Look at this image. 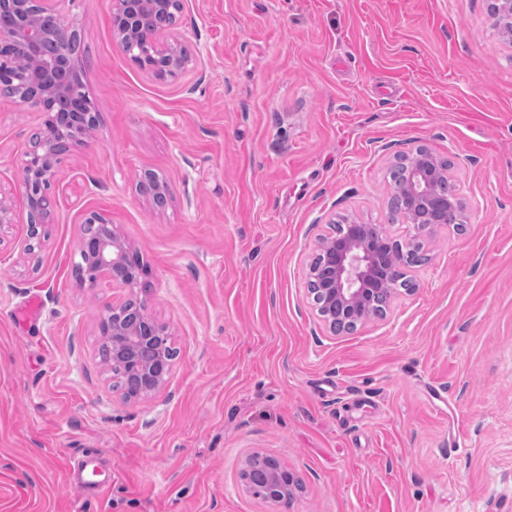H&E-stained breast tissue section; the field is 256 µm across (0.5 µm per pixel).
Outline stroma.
<instances>
[{"instance_id": "35a3bbf8", "label": "stroma", "mask_w": 512, "mask_h": 512, "mask_svg": "<svg viewBox=\"0 0 512 512\" xmlns=\"http://www.w3.org/2000/svg\"><path fill=\"white\" fill-rule=\"evenodd\" d=\"M491 3L182 0L162 40L190 61L161 79L118 46L112 0H47L79 24L98 125L28 253L22 160L46 115L0 96V512H274L240 480L252 452L302 479L290 512H512V42ZM421 144L451 161L466 220L425 236L385 317L330 335L318 243L341 215L409 242L388 172ZM92 212L138 252L178 351L152 399L99 358L125 292L75 274ZM95 453L99 497L70 474Z\"/></svg>"}]
</instances>
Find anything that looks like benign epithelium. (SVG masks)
I'll list each match as a JSON object with an SVG mask.
<instances>
[{"instance_id":"obj_1","label":"benign epithelium","mask_w":512,"mask_h":512,"mask_svg":"<svg viewBox=\"0 0 512 512\" xmlns=\"http://www.w3.org/2000/svg\"><path fill=\"white\" fill-rule=\"evenodd\" d=\"M171 3L172 0H114L112 17L120 46L138 39L148 48V55L165 58L169 70L176 73L186 66L177 47L159 45L161 31L146 30L139 25L145 14L162 17ZM33 5L45 14H52L43 0H0V13L11 17L10 22L0 24V47L13 45L34 55L43 42L53 43L62 64L61 77L47 86L38 72H33L34 89L22 100L33 109L46 112L51 100L65 94L68 74L73 72L77 26L56 15L54 25L44 28L31 10ZM74 142L73 138L56 137L54 129L48 127L43 139L25 153L22 170L26 205L33 216L32 224L28 225L31 239L39 235L37 218L47 209L46 195L32 189V176L38 172L40 178L47 181L54 178L58 160ZM400 163L405 165V178L393 186L392 196L415 213V219L409 224L417 239L439 226V216L448 209V200L438 198L437 188L441 181L451 180V176L449 169L438 166V156L425 145L417 146L400 159ZM80 245L99 272L110 277L117 287L131 293L138 287V277L125 268L129 247L116 232L109 230L101 236L85 233ZM387 245L388 236L381 224L374 225L372 230L367 224H348L342 234L324 238L319 243L320 263L309 267L308 278L317 285L318 312L332 334L354 329L377 316L378 299L384 295L390 300L398 292L391 285ZM104 310L103 322L111 339L113 364L133 379L136 397L156 396L172 370L165 328L148 315L144 301L132 296L121 302L107 303ZM259 478L269 503L285 509L291 505L298 487L290 470L272 465L262 471Z\"/></svg>"}]
</instances>
